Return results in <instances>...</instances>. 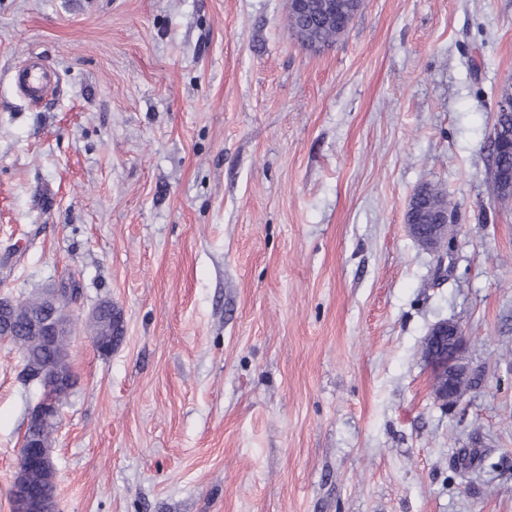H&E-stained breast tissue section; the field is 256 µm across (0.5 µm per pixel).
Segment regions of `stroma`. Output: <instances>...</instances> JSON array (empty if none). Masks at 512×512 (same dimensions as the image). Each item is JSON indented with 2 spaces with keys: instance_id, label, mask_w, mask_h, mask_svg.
<instances>
[{
  "instance_id": "stroma-1",
  "label": "stroma",
  "mask_w": 512,
  "mask_h": 512,
  "mask_svg": "<svg viewBox=\"0 0 512 512\" xmlns=\"http://www.w3.org/2000/svg\"><path fill=\"white\" fill-rule=\"evenodd\" d=\"M507 84L512 0H364L317 52L288 0H0V294L80 288L57 512H512ZM423 185L454 204L442 273L405 228ZM442 320L476 378L454 410L422 356ZM23 372L0 342V512ZM13 81L25 99L32 102L48 97L49 91L57 84L56 75L35 60L17 69ZM501 100H512L511 85L502 92ZM501 110H512V101H501L498 104ZM497 110V118L494 127L496 128V137L502 142L509 143L512 141V111ZM492 152L490 156L488 171L493 182V185L498 190L500 196L507 197L511 193L503 192L502 185L510 176H512V154L508 152L499 153L503 147L495 140V135L492 134ZM494 154H497L494 156ZM89 321L94 346L103 354L110 353L115 340L122 334L121 325L112 317V303L103 301Z\"/></svg>"
}]
</instances>
